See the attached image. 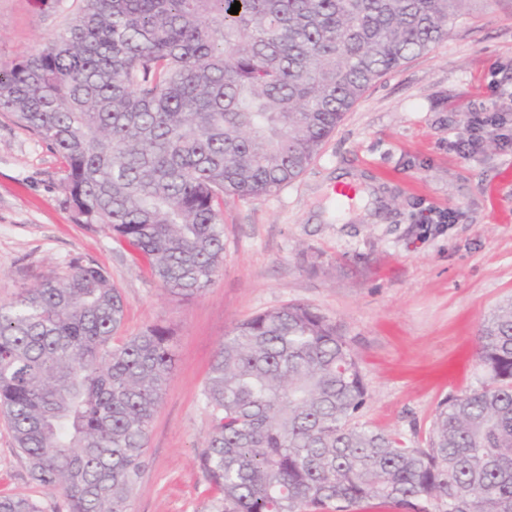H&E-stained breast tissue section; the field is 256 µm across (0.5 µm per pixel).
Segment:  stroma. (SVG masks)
<instances>
[{
	"label": "stroma",
	"mask_w": 512,
	"mask_h": 512,
	"mask_svg": "<svg viewBox=\"0 0 512 512\" xmlns=\"http://www.w3.org/2000/svg\"><path fill=\"white\" fill-rule=\"evenodd\" d=\"M85 0H0V63L59 36ZM481 151L452 143L475 118ZM512 0H465L447 38L383 75L347 112L304 173L224 209V264L199 295H172L111 232L75 223L63 158L0 113V301L93 259L125 303L123 335L173 334L174 366L152 421L130 512H218L197 453L209 431L201 391L233 326L290 303L333 318L368 395L355 421L428 445L445 397L478 386L476 336L512 297ZM369 194L336 208L339 190ZM452 210L428 224L429 209ZM0 496L54 512L0 418Z\"/></svg>",
	"instance_id": "obj_1"
}]
</instances>
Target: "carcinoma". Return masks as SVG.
<instances>
[{
	"instance_id": "carcinoma-1",
	"label": "carcinoma",
	"mask_w": 512,
	"mask_h": 512,
	"mask_svg": "<svg viewBox=\"0 0 512 512\" xmlns=\"http://www.w3.org/2000/svg\"><path fill=\"white\" fill-rule=\"evenodd\" d=\"M240 3L238 14L231 4ZM463 0H87L65 33L0 63V112L58 152L79 224L181 296L224 263V204L299 177L365 90L448 36ZM80 260L0 303V415L66 512H128L172 334L123 336ZM486 381L442 400L429 447L354 422L367 398L327 315L238 322L203 388L197 458L221 512H512V298L477 336ZM0 512H43L0 497Z\"/></svg>"
}]
</instances>
